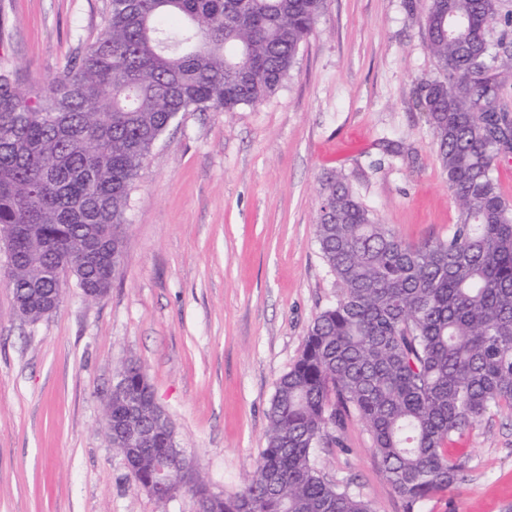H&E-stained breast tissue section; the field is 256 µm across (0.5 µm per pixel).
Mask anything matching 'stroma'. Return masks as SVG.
Here are the masks:
<instances>
[{
	"mask_svg": "<svg viewBox=\"0 0 512 512\" xmlns=\"http://www.w3.org/2000/svg\"><path fill=\"white\" fill-rule=\"evenodd\" d=\"M110 0H0V65L44 85L98 37ZM420 0H329L277 93L233 112H182L130 192L125 262L108 295L68 281L58 307L17 311L0 258V512H198L135 488L102 428L118 371L142 366L179 448L211 492L238 491L266 446L279 378L340 293L315 236L322 183L345 178L410 244L458 219L417 106L442 77ZM400 141L387 155L384 142ZM317 449L323 479L403 512L366 427ZM457 487L421 512H512V409L455 437Z\"/></svg>",
	"mask_w": 512,
	"mask_h": 512,
	"instance_id": "1",
	"label": "stroma"
}]
</instances>
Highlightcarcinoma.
I'll list each match as a JSON object with an SVG mask.
<instances>
[{"label": "carcinoma", "instance_id": "1", "mask_svg": "<svg viewBox=\"0 0 512 512\" xmlns=\"http://www.w3.org/2000/svg\"><path fill=\"white\" fill-rule=\"evenodd\" d=\"M328 0H111L97 40L47 85L21 87L0 66V226L16 230L8 281L35 322L71 266L87 296L124 264L129 191L177 114L232 112L273 95ZM502 26L496 44L489 26ZM431 53L445 72L418 98L458 204L446 239H399L342 177H330L315 234L341 288L314 319L295 364L278 380L267 446L244 486L205 500V512H373L326 483L314 449L343 446L356 419L370 433L404 512L455 488L465 461L448 442L492 409H512V203L495 172L512 154V110L499 68L512 67V14L499 0H425ZM112 426L146 434L131 457L143 487L176 447L168 415L140 365L120 371ZM199 470L175 468L171 500Z\"/></svg>", "mask_w": 512, "mask_h": 512}]
</instances>
